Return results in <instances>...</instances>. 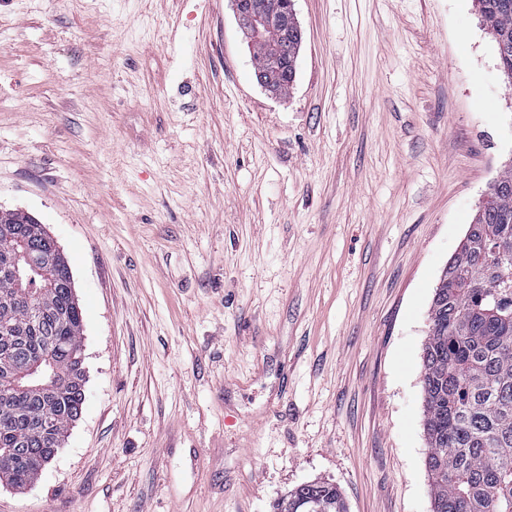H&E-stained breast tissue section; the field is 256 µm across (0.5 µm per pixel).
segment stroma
<instances>
[{"instance_id":"1","label":"stroma","mask_w":512,"mask_h":512,"mask_svg":"<svg viewBox=\"0 0 512 512\" xmlns=\"http://www.w3.org/2000/svg\"><path fill=\"white\" fill-rule=\"evenodd\" d=\"M273 96L231 0H0V207L44 224L85 400L0 512H432L421 354L512 165L472 0H295ZM278 512H348L346 502L333 484L319 481L298 485L280 500Z\"/></svg>"}]
</instances>
